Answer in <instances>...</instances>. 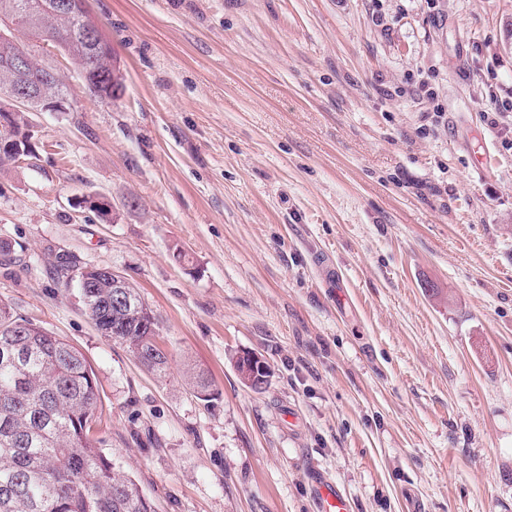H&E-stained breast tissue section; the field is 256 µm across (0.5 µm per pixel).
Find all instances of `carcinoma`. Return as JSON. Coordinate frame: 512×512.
<instances>
[{
    "mask_svg": "<svg viewBox=\"0 0 512 512\" xmlns=\"http://www.w3.org/2000/svg\"><path fill=\"white\" fill-rule=\"evenodd\" d=\"M30 4L28 19L18 15L26 52L37 70L46 62L35 47L48 33H68L92 16L62 18ZM65 51L88 68L94 80L86 93L105 101L123 90L115 59L88 53L83 40L63 39ZM81 263L74 254L50 261L57 282L69 287L66 272ZM131 305L112 300V289L89 288L83 303L89 315L112 324L117 339L135 355L153 360L151 371L164 375L168 357L155 351L146 336L153 311L136 289ZM102 422L96 378L82 354L64 340L0 304V512H154L138 485L116 470L100 441L86 428Z\"/></svg>",
    "mask_w": 512,
    "mask_h": 512,
    "instance_id": "1",
    "label": "carcinoma"
}]
</instances>
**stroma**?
Instances as JSON below:
<instances>
[{"mask_svg":"<svg viewBox=\"0 0 512 512\" xmlns=\"http://www.w3.org/2000/svg\"><path fill=\"white\" fill-rule=\"evenodd\" d=\"M124 75L0 166V302L95 372L154 512H512V0H88ZM111 199V222L78 207ZM122 273L164 377L49 274ZM260 354L266 388L240 380ZM204 370L205 402L189 385ZM240 355L242 358V363H244L249 368H244V366L240 364ZM240 355H237L234 364L243 384L255 390L264 389L268 385V382L265 383V386H261L255 373L250 368L256 370V368L261 367L262 371L266 372L268 370L266 362L262 359L261 356L250 351H242ZM311 483L319 512H349L348 499L336 483L320 475L313 476Z\"/></svg>","mask_w":512,"mask_h":512,"instance_id":"1","label":"stroma"}]
</instances>
